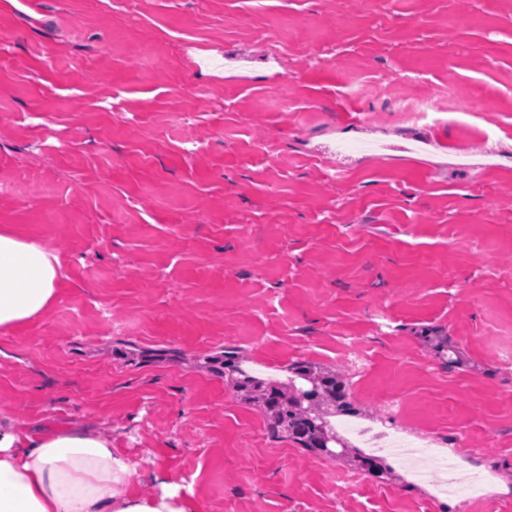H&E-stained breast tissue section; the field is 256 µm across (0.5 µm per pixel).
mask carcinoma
Here are the masks:
<instances>
[{
	"instance_id": "cac0c4a2",
	"label": "carcinoma",
	"mask_w": 512,
	"mask_h": 512,
	"mask_svg": "<svg viewBox=\"0 0 512 512\" xmlns=\"http://www.w3.org/2000/svg\"><path fill=\"white\" fill-rule=\"evenodd\" d=\"M214 363L241 399L264 409L273 435L292 440L308 452L338 455L361 467H374L373 458L346 446L329 426L332 417L351 411L345 385L336 373L298 362L288 367V382L265 381L247 375L238 349L231 347L224 348Z\"/></svg>"
}]
</instances>
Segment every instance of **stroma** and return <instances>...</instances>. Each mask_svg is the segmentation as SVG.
Listing matches in <instances>:
<instances>
[{"label": "stroma", "mask_w": 512, "mask_h": 512, "mask_svg": "<svg viewBox=\"0 0 512 512\" xmlns=\"http://www.w3.org/2000/svg\"><path fill=\"white\" fill-rule=\"evenodd\" d=\"M421 97L488 119L392 107ZM4 224L64 277L0 333L1 416L111 435L200 512H512V0H0ZM227 346L465 436L496 497L273 437ZM400 112H407L409 119L419 122L429 120L432 123L443 124L449 121H477L482 119L483 111L467 112L464 116H459L456 112H443L429 99L419 100L413 107H406L403 104H397Z\"/></svg>", "instance_id": "1"}]
</instances>
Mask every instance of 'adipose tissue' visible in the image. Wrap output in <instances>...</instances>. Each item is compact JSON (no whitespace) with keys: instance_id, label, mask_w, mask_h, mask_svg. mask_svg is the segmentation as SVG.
<instances>
[{"instance_id":"1","label":"adipose tissue","mask_w":512,"mask_h":512,"mask_svg":"<svg viewBox=\"0 0 512 512\" xmlns=\"http://www.w3.org/2000/svg\"><path fill=\"white\" fill-rule=\"evenodd\" d=\"M63 277L58 254L0 230V331L45 314ZM158 491L143 496L137 483ZM0 512H199L162 471L82 429L32 431L0 421Z\"/></svg>"}]
</instances>
